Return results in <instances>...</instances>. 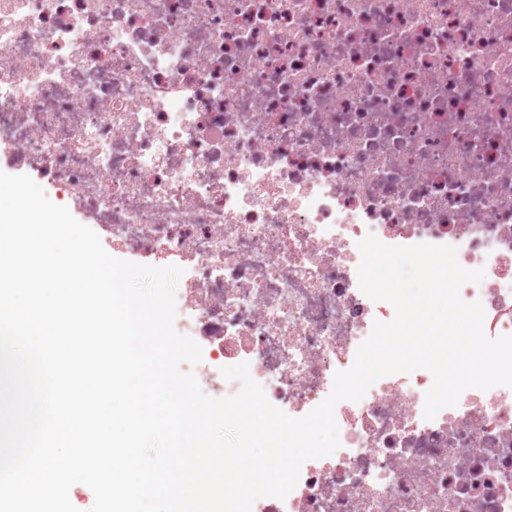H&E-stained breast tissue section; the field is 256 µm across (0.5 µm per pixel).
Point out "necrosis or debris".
Instances as JSON below:
<instances>
[{
	"label": "necrosis or debris",
	"mask_w": 512,
	"mask_h": 512,
	"mask_svg": "<svg viewBox=\"0 0 512 512\" xmlns=\"http://www.w3.org/2000/svg\"><path fill=\"white\" fill-rule=\"evenodd\" d=\"M0 150L114 246L183 268L214 398L248 363L301 418L393 306L358 243L455 247L512 336V0H0ZM424 369L335 407L340 445L252 512H512V387L434 419Z\"/></svg>",
	"instance_id": "necrosis-or-debris-1"
}]
</instances>
